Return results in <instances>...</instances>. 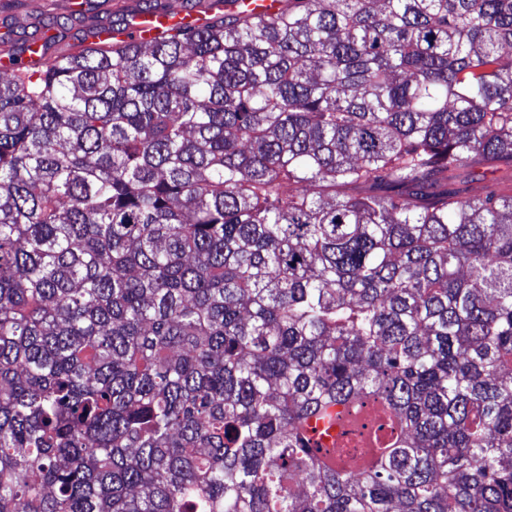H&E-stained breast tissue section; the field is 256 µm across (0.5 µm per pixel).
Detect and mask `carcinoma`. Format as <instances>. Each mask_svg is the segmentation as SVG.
<instances>
[{
	"label": "carcinoma",
	"instance_id": "cac0c4a2",
	"mask_svg": "<svg viewBox=\"0 0 512 512\" xmlns=\"http://www.w3.org/2000/svg\"><path fill=\"white\" fill-rule=\"evenodd\" d=\"M41 28L0 41V512H512V0ZM365 396L345 472L304 427ZM209 12L203 9H187L176 2L173 6V14H168L162 17H155L149 15H136L133 19V24L127 29L126 33L117 35V39L133 38L138 41L149 40L155 36L158 24H175L184 23L193 26H202L207 21ZM375 407L376 404L370 400L360 409L348 406L342 410V422L336 425V442H345L347 447H344L346 452L338 460L340 469L353 470L354 464L367 453V441L373 437L374 430L381 422L380 417L368 415L367 410Z\"/></svg>",
	"mask_w": 512,
	"mask_h": 512
}]
</instances>
